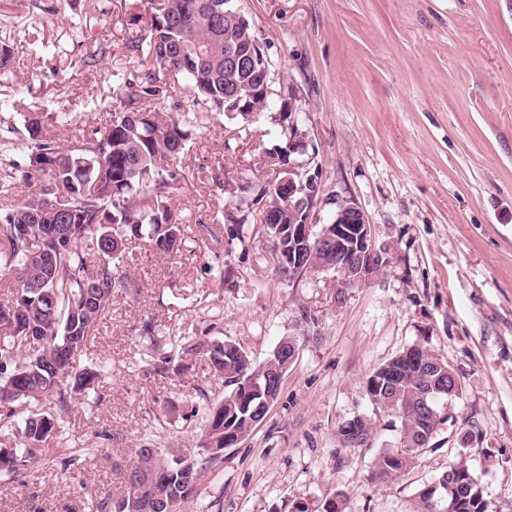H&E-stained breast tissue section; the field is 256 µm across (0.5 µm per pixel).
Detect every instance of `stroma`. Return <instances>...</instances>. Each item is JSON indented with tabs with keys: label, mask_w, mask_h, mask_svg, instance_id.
<instances>
[{
	"label": "stroma",
	"mask_w": 512,
	"mask_h": 512,
	"mask_svg": "<svg viewBox=\"0 0 512 512\" xmlns=\"http://www.w3.org/2000/svg\"><path fill=\"white\" fill-rule=\"evenodd\" d=\"M271 66L266 117L211 113L191 129L173 207L185 242L165 254L131 239L117 267L123 286L88 345L104 365L94 391L73 397L26 479L0 472V512H97L120 497L137 448L196 449L224 382L205 358L185 373L159 369L177 336L240 345L264 362L294 335L298 307L318 333L264 419L236 447L203 463L182 512H291L293 503L347 496L348 512H411L417 490L454 460L453 433L472 437L470 464L490 512H512V6L507 0H232ZM150 0H0V40L14 48L0 72V126L46 116L60 145L123 115L118 77L137 68L125 45ZM86 21L83 30L70 21ZM109 54L81 59L93 45ZM301 111L320 168L317 225L354 199L372 226L379 270L337 300L334 275L281 280L255 185L278 176L270 149L285 145L281 105ZM70 123H61V116ZM242 221L229 223L225 212ZM153 333L141 335L144 321ZM422 345L462 381L411 469L369 481L379 445L395 437L363 382ZM358 415L371 447L337 431Z\"/></svg>",
	"instance_id": "35a3bbf8"
}]
</instances>
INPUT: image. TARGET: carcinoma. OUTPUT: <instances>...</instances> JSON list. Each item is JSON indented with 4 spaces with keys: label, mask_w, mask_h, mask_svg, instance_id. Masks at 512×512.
I'll use <instances>...</instances> for the list:
<instances>
[{
    "label": "carcinoma",
    "mask_w": 512,
    "mask_h": 512,
    "mask_svg": "<svg viewBox=\"0 0 512 512\" xmlns=\"http://www.w3.org/2000/svg\"><path fill=\"white\" fill-rule=\"evenodd\" d=\"M214 0H162L150 22L135 35L128 50L142 69L122 77L119 90L127 104L166 97L167 71L182 69L185 89L208 112L228 113L232 100L224 91L239 88L250 111L235 116L248 123L269 109L258 92L270 82L269 62L260 44L252 45L255 67L238 71L224 67V54L242 34L256 38L250 22L232 6L215 18ZM141 118L121 116L102 128L81 133L67 147L41 134L44 116L25 119L28 138L18 158L0 171V197L13 193L18 181L35 175L45 182L25 202L0 208V471L25 478L41 460V443L59 428L60 419L35 409L24 421L21 440H8L18 406L57 396L59 413L72 395L93 389L103 368L78 366L99 320L112 305L119 287L116 260L125 250V236L146 237L165 253L180 250L184 228L171 208V193L180 174L173 162L184 153L187 127L198 122L197 111L164 113L157 108L133 109ZM296 144L289 142L268 154L274 166L285 168ZM266 203L261 223L291 224L288 201L273 187L257 192L255 203ZM179 358L204 354L214 374L224 379L227 393L209 413L201 448L216 459L224 453V432L247 435L254 426L258 390H266L264 365L255 364L239 345L217 341L209 345L194 336L175 340ZM429 384L423 370L408 362L394 368L384 397H397L400 414L395 441L374 456L370 481L387 482L410 469L416 456L405 439L416 428L432 430L431 414L417 411L414 398ZM470 448L455 446L448 472L468 464ZM202 467L195 455L139 448L128 474L126 493L112 502L111 512H129L134 499L173 498L171 512L194 493ZM458 491L459 512H489L485 495ZM447 489L422 486L412 512H438L437 500Z\"/></svg>",
    "instance_id": "cac0c4a2"
}]
</instances>
